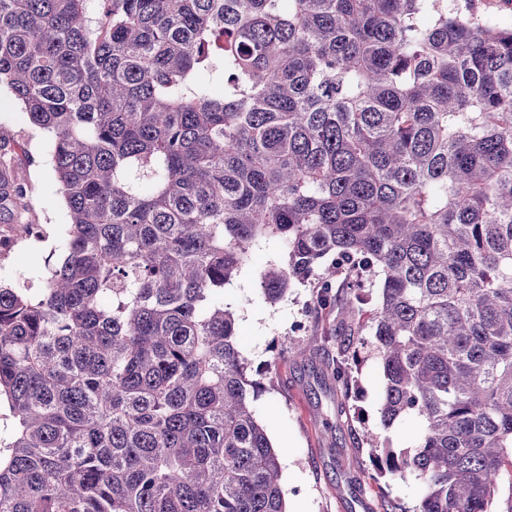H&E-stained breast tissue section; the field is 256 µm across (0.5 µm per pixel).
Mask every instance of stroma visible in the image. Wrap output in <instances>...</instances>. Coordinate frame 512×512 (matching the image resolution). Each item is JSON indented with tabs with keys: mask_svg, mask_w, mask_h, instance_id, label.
<instances>
[{
	"mask_svg": "<svg viewBox=\"0 0 512 512\" xmlns=\"http://www.w3.org/2000/svg\"><path fill=\"white\" fill-rule=\"evenodd\" d=\"M0 157L26 181L28 215L43 229L42 238H21L12 251L0 252V283L36 289L62 258L67 207L57 189L48 133L33 127L5 90ZM267 261V251H255L224 297L236 311L237 346L260 383L253 409L279 454L288 512H416L421 481L380 476L371 448L357 446L355 436L366 430L391 447L406 448L419 435L420 421L407 417L383 427V371L374 356L353 369L348 393L337 392L326 377L336 350L318 340L332 327V317L309 313L308 285L291 287L278 302L265 300L255 277Z\"/></svg>",
	"mask_w": 512,
	"mask_h": 512,
	"instance_id": "stroma-1",
	"label": "stroma"
}]
</instances>
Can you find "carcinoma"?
Segmentation results:
<instances>
[{
    "instance_id": "cac0c4a2",
    "label": "carcinoma",
    "mask_w": 512,
    "mask_h": 512,
    "mask_svg": "<svg viewBox=\"0 0 512 512\" xmlns=\"http://www.w3.org/2000/svg\"><path fill=\"white\" fill-rule=\"evenodd\" d=\"M0 88L69 223L0 285V512H287L226 288L275 242L339 391L370 329L379 474L487 512L512 461V28L448 0H0ZM0 169V208L27 210ZM377 294L364 309L360 291Z\"/></svg>"
}]
</instances>
